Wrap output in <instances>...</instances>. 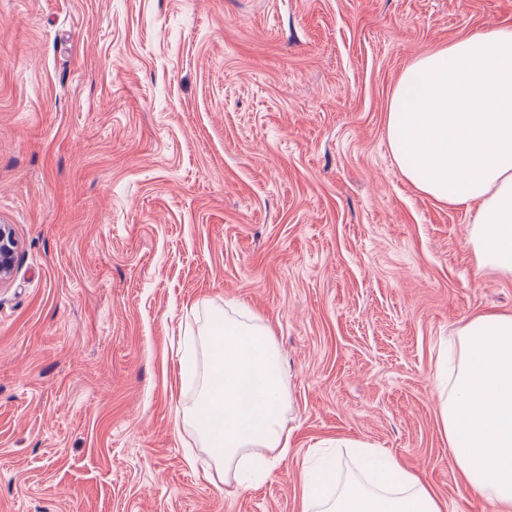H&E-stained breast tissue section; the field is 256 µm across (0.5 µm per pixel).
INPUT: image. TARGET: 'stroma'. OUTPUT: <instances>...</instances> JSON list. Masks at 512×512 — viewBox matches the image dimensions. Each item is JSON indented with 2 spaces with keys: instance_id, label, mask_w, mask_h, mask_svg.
Here are the masks:
<instances>
[{
  "instance_id": "1",
  "label": "stroma",
  "mask_w": 512,
  "mask_h": 512,
  "mask_svg": "<svg viewBox=\"0 0 512 512\" xmlns=\"http://www.w3.org/2000/svg\"><path fill=\"white\" fill-rule=\"evenodd\" d=\"M512 0H0V512H300L369 444L497 512L438 414L441 348L512 277L393 162L405 69ZM270 328L292 447L225 480L179 342ZM19 242L8 224H0V284L8 281L14 272Z\"/></svg>"
}]
</instances>
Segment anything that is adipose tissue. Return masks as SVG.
<instances>
[{
    "instance_id": "adipose-tissue-1",
    "label": "adipose tissue",
    "mask_w": 512,
    "mask_h": 512,
    "mask_svg": "<svg viewBox=\"0 0 512 512\" xmlns=\"http://www.w3.org/2000/svg\"><path fill=\"white\" fill-rule=\"evenodd\" d=\"M392 156L420 192L472 214L469 243L479 266L512 276V26L488 29L415 59L389 106ZM464 357L440 356L436 380L452 378L439 405L456 464L477 492L512 512V314L488 311L461 328ZM207 370L220 389L201 388L187 417L206 454L242 471L256 451L286 454L282 373L272 333L235 321L208 330ZM367 483L330 490L334 465L304 476V512H445L420 474L360 448Z\"/></svg>"
}]
</instances>
